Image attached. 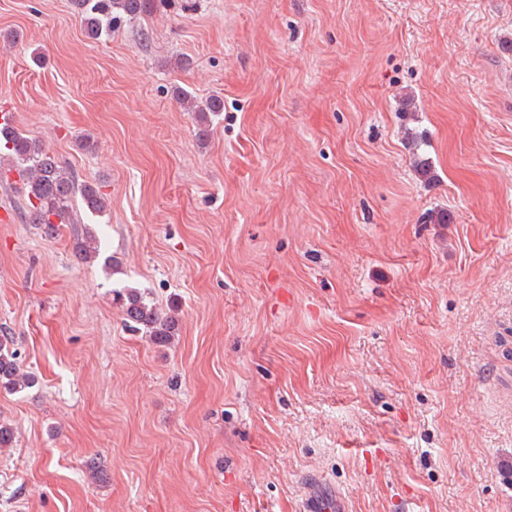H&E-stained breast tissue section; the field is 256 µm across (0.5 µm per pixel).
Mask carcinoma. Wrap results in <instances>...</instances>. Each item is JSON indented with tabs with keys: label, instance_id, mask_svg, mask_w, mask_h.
Returning <instances> with one entry per match:
<instances>
[{
	"label": "carcinoma",
	"instance_id": "obj_1",
	"mask_svg": "<svg viewBox=\"0 0 512 512\" xmlns=\"http://www.w3.org/2000/svg\"><path fill=\"white\" fill-rule=\"evenodd\" d=\"M72 5L85 35L98 39L112 32L118 22L148 13L154 6V0H72ZM178 96L198 112L202 122L206 113L219 112L224 107L218 98L199 104L183 91L178 92ZM2 149L7 151V159L11 161L28 199L23 211L26 223L44 226L50 236L59 234L62 225L73 223L72 201L77 196L81 197L83 210L87 213L100 215L107 210L108 200L100 186L90 182L77 184L60 158L40 139L13 125L0 124ZM74 251L80 260L91 262L99 257L100 246L94 236L83 235L75 238ZM115 297L122 306L125 321L143 327L154 343L165 345L175 336V317L161 314L147 302L143 292L126 288L117 291ZM10 344L11 337L0 336V388L21 391L33 387L35 377L22 368Z\"/></svg>",
	"mask_w": 512,
	"mask_h": 512
}]
</instances>
